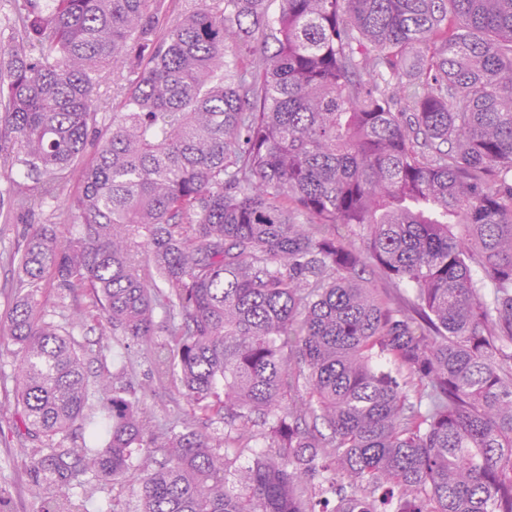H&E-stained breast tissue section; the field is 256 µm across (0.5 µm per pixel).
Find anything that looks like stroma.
I'll list each match as a JSON object with an SVG mask.
<instances>
[{
	"label": "stroma",
	"mask_w": 512,
	"mask_h": 512,
	"mask_svg": "<svg viewBox=\"0 0 512 512\" xmlns=\"http://www.w3.org/2000/svg\"><path fill=\"white\" fill-rule=\"evenodd\" d=\"M138 71L132 64L118 66L108 73L99 89L105 106L99 112V125L112 121L110 107L119 103L136 81ZM78 191L77 182H70L67 191L41 207L12 209L0 215V326L8 324L9 307L16 286L12 254L24 239L40 227L54 229L60 239L75 234L71 219V202ZM47 320L66 327L81 346L89 376L108 373L115 377L117 387L126 389L141 400L147 412L148 427L160 432L176 418L186 416L189 405L179 381L161 378L153 370L152 350L128 344L125 337L102 334L93 321L76 323L77 309L87 307L88 296L72 293L58 282L49 281L41 298ZM16 356L13 349L0 348V485L12 497L10 512H39L40 504L29 492L32 482L28 464L31 443L17 434L13 416V373ZM143 449H133L127 470L118 478H92L94 493L87 502V512H138L134 489L146 476Z\"/></svg>",
	"instance_id": "obj_1"
}]
</instances>
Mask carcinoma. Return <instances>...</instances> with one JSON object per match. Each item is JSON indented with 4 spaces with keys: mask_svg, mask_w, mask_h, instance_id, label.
I'll return each mask as SVG.
<instances>
[{
    "mask_svg": "<svg viewBox=\"0 0 512 512\" xmlns=\"http://www.w3.org/2000/svg\"><path fill=\"white\" fill-rule=\"evenodd\" d=\"M269 2L214 0L163 34L157 0L0 16V166L41 201L82 184L76 234L39 228L11 258L0 347L30 493L73 512L80 477L144 448L140 512H512V0ZM127 61L103 133L96 85ZM49 278L153 346L187 418L153 432L88 380L39 310ZM258 427L271 451L234 469Z\"/></svg>",
    "mask_w": 512,
    "mask_h": 512,
    "instance_id": "obj_1",
    "label": "carcinoma"
}]
</instances>
